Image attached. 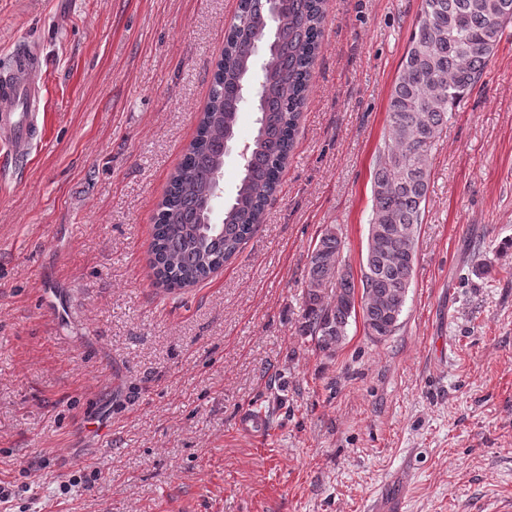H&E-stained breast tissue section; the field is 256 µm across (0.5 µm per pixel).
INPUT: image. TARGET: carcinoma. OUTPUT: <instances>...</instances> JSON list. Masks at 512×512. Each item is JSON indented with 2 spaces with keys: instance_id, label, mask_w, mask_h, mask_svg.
Wrapping results in <instances>:
<instances>
[{
  "instance_id": "1",
  "label": "carcinoma",
  "mask_w": 512,
  "mask_h": 512,
  "mask_svg": "<svg viewBox=\"0 0 512 512\" xmlns=\"http://www.w3.org/2000/svg\"><path fill=\"white\" fill-rule=\"evenodd\" d=\"M325 0H240L213 75L196 138L155 216L151 267L169 291L221 268L263 221L294 145L312 69L322 46ZM512 23V0H422V10L388 99L389 137L373 169L372 209L360 283L367 334L400 328L414 274L432 150L456 101L482 78ZM257 132L242 176L214 213L224 138L236 131L252 87ZM336 226L324 227L308 254L301 332L333 352L356 314L355 278Z\"/></svg>"
}]
</instances>
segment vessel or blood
Returning <instances> with one entry per match:
<instances>
[{
    "label": "vessel or blood",
    "instance_id": "1",
    "mask_svg": "<svg viewBox=\"0 0 512 512\" xmlns=\"http://www.w3.org/2000/svg\"><path fill=\"white\" fill-rule=\"evenodd\" d=\"M41 97V75L33 48L18 52L10 73L0 78V141L16 156L29 155L37 134L35 108Z\"/></svg>",
    "mask_w": 512,
    "mask_h": 512
}]
</instances>
